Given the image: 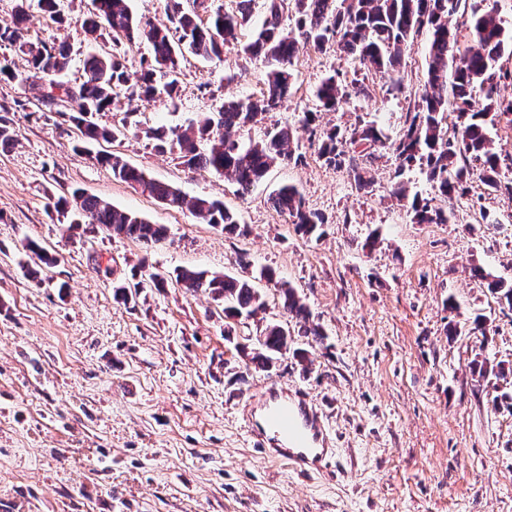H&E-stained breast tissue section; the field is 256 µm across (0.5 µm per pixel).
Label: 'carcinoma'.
Here are the masks:
<instances>
[{"mask_svg":"<svg viewBox=\"0 0 512 512\" xmlns=\"http://www.w3.org/2000/svg\"><path fill=\"white\" fill-rule=\"evenodd\" d=\"M253 0H230L215 8L208 0H165L167 23L153 24L138 19L128 0H93L94 11L84 20L83 29L90 42L104 35L112 36L110 53H89L83 59V80L70 83L61 79L71 57L64 45H50L26 37L27 0H17L14 26L0 27V42L15 46L28 55L29 73L23 81L39 82L46 93L37 109H57L80 132L74 149L85 151L95 143L116 141L127 127L108 129L95 123L89 113L102 112L120 98L132 105L138 100L174 99L182 61L193 56L201 59L219 57L226 46H236L244 58L260 60L267 68L265 90L258 98L226 101L218 111L207 112L184 131L164 126L148 127L138 133L158 150L167 144L179 148L182 164L189 170H208L233 180L241 193L260 182L269 169L281 161H302L291 148L292 134L286 126L266 132L259 141L243 142V136L264 115L281 106L293 85L294 59L301 48L318 50L334 47L353 57L368 70L397 71L411 38L422 28L430 33L426 82L420 100L406 114L401 134L389 140L372 123L361 122L344 132L334 128L319 139L318 159L336 168H346L361 189L371 187L372 149H389L398 162L396 174L418 167L441 196L453 200L469 189L476 178L491 189L501 188L499 156L488 126L503 115H512V101L497 98L504 75L497 68L499 59L512 47V33L506 32L493 9L471 12L466 20L474 45L460 50L453 16L461 0H269L267 16L253 29L249 41L239 42V33L252 25ZM40 11L55 23L63 22L64 0H37ZM208 13L207 20L200 12ZM291 17L285 24L284 17ZM145 40L151 54L140 60L139 70L131 73L125 64V50ZM453 80H448V72ZM64 88V97L56 103L47 101V92ZM485 92L484 102L473 96L474 89ZM314 96L317 107L335 111L343 103L344 92L336 75L324 77ZM454 124L448 125V115ZM95 160L112 170L114 178L130 183L155 200L176 209H186L205 224L223 232L239 228L238 216L220 200L209 197L187 198L171 184L150 178L120 156L97 153ZM273 208L286 216L302 236H312L325 224V218L306 207L303 196L292 185L283 186L270 198ZM56 212L69 216L67 230L84 224L135 240L151 249L163 243L167 227L113 206L106 200L88 195L79 188L53 202ZM412 220L416 224H446L449 213L434 209L426 199L413 196ZM26 248L36 258L26 267L28 277L36 279L40 269L55 264L56 258L31 240ZM476 278L487 288L502 294L512 305V285L480 267L473 268ZM176 282L186 291H204L214 301L224 303V319L251 318L267 307L264 294L251 280L229 274L183 268L176 272ZM166 277L150 272L141 279L115 286L116 299L127 304L142 288L165 287ZM282 306L299 323L297 335L320 343L323 334L309 322V312L291 287L281 288ZM294 338L288 324H270L256 338L247 354L255 367L269 371L282 354L290 351L303 360L306 351L292 348Z\"/></svg>","mask_w":512,"mask_h":512,"instance_id":"carcinoma-1","label":"carcinoma"}]
</instances>
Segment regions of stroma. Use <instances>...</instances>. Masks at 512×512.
Wrapping results in <instances>:
<instances>
[{
	"instance_id": "stroma-1",
	"label": "stroma",
	"mask_w": 512,
	"mask_h": 512,
	"mask_svg": "<svg viewBox=\"0 0 512 512\" xmlns=\"http://www.w3.org/2000/svg\"><path fill=\"white\" fill-rule=\"evenodd\" d=\"M65 21L30 9L31 36L69 47L66 81L83 77L91 50L82 22L90 0H64ZM429 43L416 33L395 74L367 71L335 51L304 48L287 100L248 133L291 127L304 159L281 162L248 194L224 176L188 171L178 148L140 137L106 144L148 176L183 194L220 199L243 234H226L113 177L76 150L79 132L58 112H37L42 89L0 80V114L18 134L0 148V512H512V375L477 380L474 358L512 368V307L470 276L474 266L512 282V120L490 135L502 190L473 181L448 223L416 224L392 194L444 201L419 170L396 176L384 154L371 192L346 169L317 158L301 124L314 90L338 74L347 97L320 112L318 131L374 123L396 138L422 93ZM265 68L236 48L182 63L174 101L110 109V127L186 128L224 99L255 98ZM296 186L326 222L321 239L298 235L270 198ZM80 188L169 228L152 249L90 226L70 232L51 198ZM55 256L40 279L26 276L27 241ZM194 268L238 277L272 268L260 282L262 315L225 326L221 304L172 279ZM152 270L165 288L130 303L115 285ZM294 288L325 334L308 363L282 356L271 372L246 367L239 348L265 324L286 322L280 284ZM485 320L475 330L476 317ZM306 392L326 415L334 456L304 477L263 459L246 413L267 384Z\"/></svg>"
}]
</instances>
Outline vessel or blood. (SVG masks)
Returning a JSON list of instances; mask_svg holds the SVG:
<instances>
[{
	"label": "vessel or blood",
	"instance_id": "b4317fda",
	"mask_svg": "<svg viewBox=\"0 0 512 512\" xmlns=\"http://www.w3.org/2000/svg\"><path fill=\"white\" fill-rule=\"evenodd\" d=\"M247 423L264 458L286 462L299 474L323 471L333 456L321 413L301 390L270 382Z\"/></svg>",
	"mask_w": 512,
	"mask_h": 512
}]
</instances>
